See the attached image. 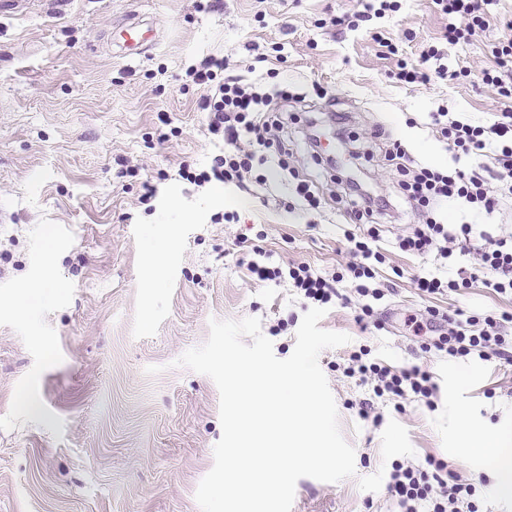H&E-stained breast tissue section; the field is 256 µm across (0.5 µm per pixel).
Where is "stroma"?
I'll return each instance as SVG.
<instances>
[{
  "mask_svg": "<svg viewBox=\"0 0 512 512\" xmlns=\"http://www.w3.org/2000/svg\"><path fill=\"white\" fill-rule=\"evenodd\" d=\"M360 9V0H219L206 11L196 0H31L0 14V297L23 300L0 306V512H201L195 492L222 435L219 392L179 358L205 343L211 320L246 317L260 319L277 358L292 354L312 303L291 282L259 281L240 266L253 244L271 267L304 263L329 275L346 261L343 186L306 148L308 117L329 104L348 114V140L324 120L311 131L377 194L398 190L385 159L390 139L423 167L486 164L454 160L432 115L488 125L512 112V96L479 78L495 66L512 0H492L488 26L458 44L443 40L455 18L433 0H398L348 28ZM130 14L161 23L156 46L132 61L111 53ZM429 46L455 79L396 82L399 64ZM203 53L227 57L235 74L255 67L264 85L290 91L272 107L292 177L272 162L255 166L267 183L248 194L179 176L180 163L203 169L222 151L198 108L204 90L185 77ZM161 112L170 125L159 123ZM171 126L178 136H167ZM300 178L318 208L297 204ZM145 180L157 188L147 208L138 202ZM400 211L383 228L386 260L373 284L392 291L373 304L377 326L361 330L355 305L339 301L319 323L350 337L323 350L319 365L355 474L299 479L292 512H396L392 462L428 455L475 485L481 512H512L494 470L463 463L457 444L465 428L512 434V365L448 360L431 349L433 333L415 335L406 322L431 308L512 313V295L479 281L432 297L411 283L418 273L445 279L471 268L483 234L512 232V195L490 214L461 198L440 202L442 220L472 227L467 250L445 259L399 249L405 225L425 220ZM225 212L235 221L216 222ZM156 238L165 247L155 262L145 246ZM362 345L390 365L429 368L440 385L436 408L409 399L400 413L379 400L380 425L360 418L356 405L370 392L336 365Z\"/></svg>",
  "mask_w": 512,
  "mask_h": 512,
  "instance_id": "35a3bbf8",
  "label": "stroma"
}]
</instances>
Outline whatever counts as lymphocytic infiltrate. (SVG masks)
<instances>
[{
	"instance_id": "lymphocytic-infiltrate-1",
	"label": "lymphocytic infiltrate",
	"mask_w": 512,
	"mask_h": 512,
	"mask_svg": "<svg viewBox=\"0 0 512 512\" xmlns=\"http://www.w3.org/2000/svg\"><path fill=\"white\" fill-rule=\"evenodd\" d=\"M443 13L456 16L457 24L449 26L444 34L448 43L467 39L473 29L486 23L487 8L491 0H435ZM226 59L206 55L195 59L185 74L195 85L204 88L199 108L206 114L210 135L230 146L227 155L214 157L209 169L192 171L190 164L180 166V175L190 183L202 187L214 181L234 184L240 191L250 192L253 183L252 151L241 148L243 137L254 138L258 144L269 145V136L279 124L277 113L270 104L273 98L287 97L284 89L273 93L254 91L243 76L228 74ZM454 157L486 154L492 155L496 164L488 178L467 175L463 170L444 173L429 167L416 166L401 141H393L387 152L390 164L399 172L398 188L407 203L415 209H433L440 201L460 197L474 208L492 212L499 199L490 187V180L502 182L512 194V113L503 112L493 124L475 126L454 119L440 128ZM347 206L345 214L352 228L345 231L349 260L343 271L323 276L305 264H292L287 268H271L264 264L265 253L260 246H253V256L247 269L259 280H292L305 299L321 305L330 304L339 295L337 285L351 280L354 291L363 304V315L373 312L372 304L384 298L385 293L370 287L375 277V265L384 263L381 246V229L373 224L374 214L388 211L393 202L389 197L374 195L363 190L360 183L348 182L345 188ZM472 232L468 224H447L429 215L425 223L413 224L398 238L402 251L417 255L437 251L448 257L449 246L468 240ZM482 279L485 287L504 294L512 292V235L486 237L477 252L476 262L469 276L441 280L429 275L414 278L415 288L427 294L467 287L469 281ZM512 322V314H466L456 311L448 316L431 312L426 321L428 331L436 338L433 346L449 358L466 360L472 357L486 361L499 358L512 363V340L502 336L503 323ZM366 348L351 352L344 370L347 377L358 378L367 386L371 398L358 404L361 418L380 424L382 417L376 413L374 402L390 400L396 411H403L404 400L411 399L427 408H435L440 387L431 371L420 365L394 367L368 357ZM387 489L396 502L399 512H479L473 496L476 488L446 461L426 456L423 463L393 462Z\"/></svg>"
}]
</instances>
